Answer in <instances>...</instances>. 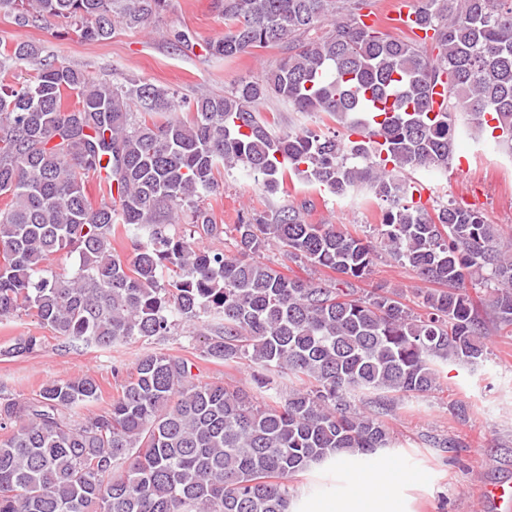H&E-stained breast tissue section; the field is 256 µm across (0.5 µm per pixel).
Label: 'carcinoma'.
Instances as JSON below:
<instances>
[{
    "label": "carcinoma",
    "instance_id": "obj_1",
    "mask_svg": "<svg viewBox=\"0 0 512 512\" xmlns=\"http://www.w3.org/2000/svg\"><path fill=\"white\" fill-rule=\"evenodd\" d=\"M168 4L0 0V14L19 27L52 17L100 42L147 27ZM212 5L225 31L207 55L278 45L284 57L261 79L186 102L185 118L164 117L174 98L152 84L0 43V321L31 316L70 346L200 326V356L252 368L256 395L199 383L188 359L149 351L128 376L113 367L119 395L82 418L99 400L91 375L33 397L0 390V512H288L299 474L390 447L382 411L440 388L441 365L486 359L469 289H486L512 328V242L477 210L428 212L404 176L448 172L460 114L473 134L512 141V0H416L418 40L365 26L364 0ZM270 98L337 129L275 134L257 110ZM236 167L270 194L290 174L339 198L365 185L382 223L363 237L309 224L305 197L240 216L229 253L172 231L183 214L202 238L224 233L204 200ZM91 173L102 175L95 207ZM270 245L278 266L254 259ZM380 250L436 284L422 312L397 288L359 294ZM288 261L340 278L290 277ZM42 343L21 334L0 357Z\"/></svg>",
    "mask_w": 512,
    "mask_h": 512
}]
</instances>
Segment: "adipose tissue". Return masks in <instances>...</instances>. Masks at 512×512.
Returning <instances> with one entry per match:
<instances>
[{
    "instance_id": "adipose-tissue-1",
    "label": "adipose tissue",
    "mask_w": 512,
    "mask_h": 512,
    "mask_svg": "<svg viewBox=\"0 0 512 512\" xmlns=\"http://www.w3.org/2000/svg\"><path fill=\"white\" fill-rule=\"evenodd\" d=\"M392 470L389 461H381L374 471L355 475L354 480L361 487L358 495L316 503L313 512H400V504L389 489Z\"/></svg>"
}]
</instances>
